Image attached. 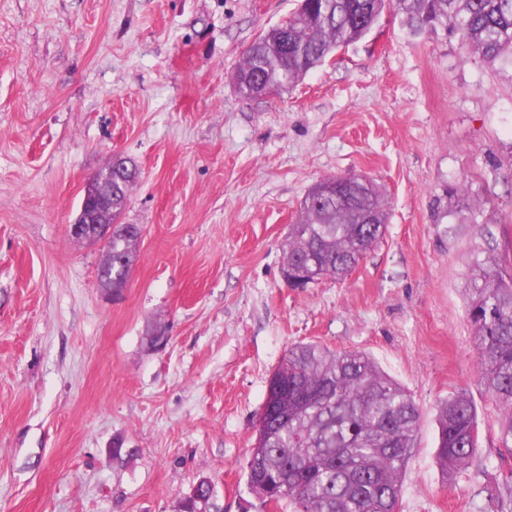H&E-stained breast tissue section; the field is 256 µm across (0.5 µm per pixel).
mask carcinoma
<instances>
[{"label": "carcinoma", "mask_w": 512, "mask_h": 512, "mask_svg": "<svg viewBox=\"0 0 512 512\" xmlns=\"http://www.w3.org/2000/svg\"><path fill=\"white\" fill-rule=\"evenodd\" d=\"M387 0H307L288 24L291 48L283 53L281 26L263 31L234 75L241 98L285 91L339 48L365 37ZM414 31L440 24L455 34L465 57L493 66L512 57V0H395ZM138 172L112 175V211L121 214ZM331 178L315 182L289 226L282 258L290 276L306 284L342 280L382 238L388 220L382 191L354 185L343 201ZM371 224L361 230L364 217ZM140 235L112 232V263L99 281L121 292L135 264ZM468 318L476 330L477 367L490 400L504 409L499 450L512 460V271L475 259ZM288 384L279 402L287 420L268 415L247 462L249 490L262 503L286 501L293 512H398L420 413L408 391L367 353L296 345L276 370ZM436 461L452 477L473 465L479 448L476 408L463 393L438 408Z\"/></svg>", "instance_id": "carcinoma-1"}]
</instances>
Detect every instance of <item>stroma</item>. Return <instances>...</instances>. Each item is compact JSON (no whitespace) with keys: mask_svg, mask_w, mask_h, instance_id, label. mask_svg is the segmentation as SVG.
<instances>
[{"mask_svg":"<svg viewBox=\"0 0 512 512\" xmlns=\"http://www.w3.org/2000/svg\"><path fill=\"white\" fill-rule=\"evenodd\" d=\"M297 7L0 0V512H178L203 479L219 512H291L246 464L269 378L306 342L370 354L418 405L400 512H512L466 313L475 254L512 229V68L390 7L290 90L242 99L245 50ZM116 152L142 237L111 299L101 248L68 226ZM350 172L384 192L382 239L345 280L289 287L302 198ZM458 392L482 441L448 479L436 416Z\"/></svg>","mask_w":512,"mask_h":512,"instance_id":"35a3bbf8","label":"stroma"}]
</instances>
